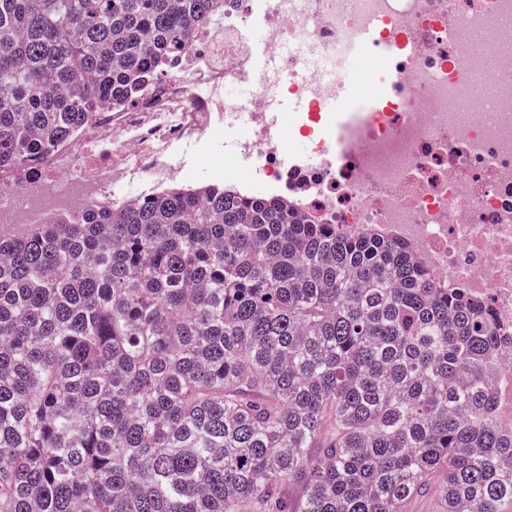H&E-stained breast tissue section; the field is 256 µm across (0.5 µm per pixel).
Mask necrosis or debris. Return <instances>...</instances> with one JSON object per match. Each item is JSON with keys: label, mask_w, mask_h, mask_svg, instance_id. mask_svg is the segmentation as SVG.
I'll return each mask as SVG.
<instances>
[{"label": "necrosis or debris", "mask_w": 512, "mask_h": 512, "mask_svg": "<svg viewBox=\"0 0 512 512\" xmlns=\"http://www.w3.org/2000/svg\"><path fill=\"white\" fill-rule=\"evenodd\" d=\"M368 28L379 40L366 46ZM257 30L264 70L251 64ZM359 49L385 95L340 122L326 106ZM233 84L252 87L249 103L225 97ZM292 95L305 111H287ZM242 114L249 134L229 161L200 158ZM293 136L307 154H287ZM192 167L339 233L411 244L441 284L484 303L504 332L496 416L512 430V0H224L167 78L0 172V225L149 198Z\"/></svg>", "instance_id": "1"}]
</instances>
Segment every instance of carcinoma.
Listing matches in <instances>:
<instances>
[{
    "instance_id": "obj_1",
    "label": "carcinoma",
    "mask_w": 512,
    "mask_h": 512,
    "mask_svg": "<svg viewBox=\"0 0 512 512\" xmlns=\"http://www.w3.org/2000/svg\"><path fill=\"white\" fill-rule=\"evenodd\" d=\"M218 8L0 0V170L162 78ZM498 336L412 246L284 200L168 187L1 224L0 512H505Z\"/></svg>"
}]
</instances>
